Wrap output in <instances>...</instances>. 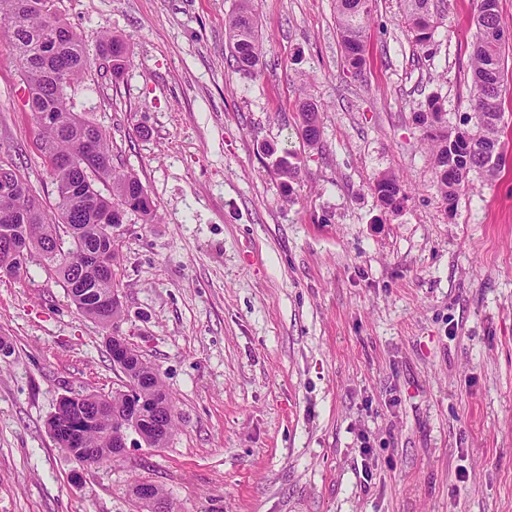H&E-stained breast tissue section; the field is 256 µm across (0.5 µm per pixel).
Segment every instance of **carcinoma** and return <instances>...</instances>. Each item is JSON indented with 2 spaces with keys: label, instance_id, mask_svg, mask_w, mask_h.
I'll return each mask as SVG.
<instances>
[{
  "label": "carcinoma",
  "instance_id": "cac0c4a2",
  "mask_svg": "<svg viewBox=\"0 0 512 512\" xmlns=\"http://www.w3.org/2000/svg\"><path fill=\"white\" fill-rule=\"evenodd\" d=\"M432 0H402L403 17L415 41L424 45L431 41L435 29ZM56 0H0V20L8 24L10 46L30 90L29 110L39 128V148L45 158L49 175L55 185L57 218L53 219L35 201L32 190L22 177H0V212L23 204L26 218L17 224L16 235L26 247L29 257L40 261L61 280L76 308L85 316L108 329L120 324L124 317L122 301L108 308L96 302L104 297L120 295L115 271L105 274L87 273L81 286L71 287L76 254L79 249L101 251L117 265L118 244L115 230L128 215L140 216L151 224L156 217L155 205L141 180L112 166V154L106 132L81 119L68 107L66 90L77 83L90 67V58L80 36L55 9ZM255 0H237L225 23V40L231 53L232 67L243 77L253 78L264 56L259 35ZM371 16L370 0H336L337 31L344 51L345 65L355 75L367 66L365 33ZM475 41L472 52L473 135L433 136L434 163L443 198L456 199L472 170L496 176L506 165L500 141L503 116L505 53L512 41L504 38L509 31L501 20L499 0H475ZM100 53L108 61L113 79L123 74L129 62L124 42L103 36ZM317 104L309 93L300 97L299 114L303 139L310 146L319 144ZM95 142L90 164L108 173L109 195L95 189L88 198L79 200L70 192L72 173L56 160L83 148L88 138ZM275 170L285 189L298 178L299 167L286 157L275 161ZM373 190L388 208L395 210L402 199L399 181L384 174L375 179ZM139 399L162 407L165 429L149 433L145 444L162 448L170 440L176 426L174 403L164 388L158 371L147 362L136 361L129 374ZM111 410L94 418L83 430L80 443L75 444L58 430V416L52 415L48 428L56 444L73 459L85 464L81 449H96L94 464L118 459L114 448L118 429L116 416L127 408L123 393L109 395Z\"/></svg>",
  "mask_w": 512,
  "mask_h": 512
}]
</instances>
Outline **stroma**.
Returning a JSON list of instances; mask_svg holds the SVG:
<instances>
[{
	"label": "stroma",
	"instance_id": "35a3bbf8",
	"mask_svg": "<svg viewBox=\"0 0 512 512\" xmlns=\"http://www.w3.org/2000/svg\"><path fill=\"white\" fill-rule=\"evenodd\" d=\"M336 0H258L263 67L228 63L236 0H57L91 58L68 105L104 129L159 223L117 231L126 341L158 369L177 427L163 448L82 466L47 420L64 395L124 380L105 331L40 261L0 280V512H512V54L495 179L455 207L426 133L474 127L472 0H437L426 45L399 0H371L368 63L347 73ZM120 36L113 80L99 55ZM320 107L321 149L297 101ZM444 124L423 123L430 99ZM28 88L0 26V162L56 203ZM274 155H267V148ZM301 168L284 190L274 170ZM395 174L398 210L374 179ZM100 53L109 62L108 66L113 79H118L123 74L129 62L126 46L124 42L115 37L103 36L100 45ZM317 104L307 91L300 97L299 114L301 118L302 138L310 146L319 144L320 131L317 125ZM137 484H139V483H137ZM137 484H135L133 486L132 493L139 501H141L143 504H146L147 506L151 507V510H152V506L146 502V501H148L152 505H154L155 512H164L165 511L164 504L158 502V499H157V497H158L160 500H162L166 504L167 512H172L171 505H170L167 497L165 496L164 492L159 487L154 485V487H155L154 494L157 496L156 497L153 495V491H152L153 485L151 483L144 482L141 485V490H140L142 498L144 500H146V501H144L139 495Z\"/></svg>",
	"mask_w": 512,
	"mask_h": 512
}]
</instances>
